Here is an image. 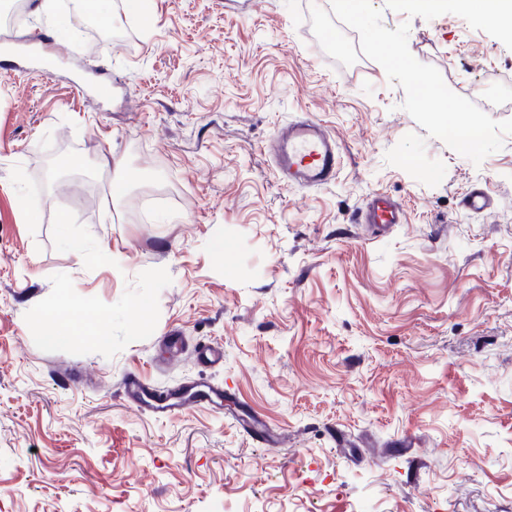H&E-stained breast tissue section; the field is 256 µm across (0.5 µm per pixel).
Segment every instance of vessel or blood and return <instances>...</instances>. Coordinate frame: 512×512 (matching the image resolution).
Listing matches in <instances>:
<instances>
[{"label":"vessel or blood","instance_id":"b4317fda","mask_svg":"<svg viewBox=\"0 0 512 512\" xmlns=\"http://www.w3.org/2000/svg\"><path fill=\"white\" fill-rule=\"evenodd\" d=\"M284 180L307 187L332 184L339 169L340 156L335 137L326 127L308 118H299L279 127L266 146ZM359 223L377 231L405 223L403 208L381 193L371 194L360 209ZM125 393L134 402L152 406L156 413L183 408L181 397L156 398L136 379H128Z\"/></svg>","mask_w":512,"mask_h":512}]
</instances>
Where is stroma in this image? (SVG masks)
<instances>
[{
  "mask_svg": "<svg viewBox=\"0 0 512 512\" xmlns=\"http://www.w3.org/2000/svg\"><path fill=\"white\" fill-rule=\"evenodd\" d=\"M123 18L77 48L46 20L0 22L68 51L0 66V512H512V29L456 0ZM101 71L110 99L75 88ZM440 112L478 116L479 138L459 147ZM303 114L339 146L322 188L260 151ZM106 155L131 182L108 220ZM473 188L487 213L464 209ZM376 191L407 216L378 237L355 221ZM66 317L108 343L43 345ZM211 345L223 363L198 361ZM134 373L236 407L156 417L125 398Z\"/></svg>",
  "mask_w": 512,
  "mask_h": 512,
  "instance_id": "obj_1",
  "label": "stroma"
}]
</instances>
